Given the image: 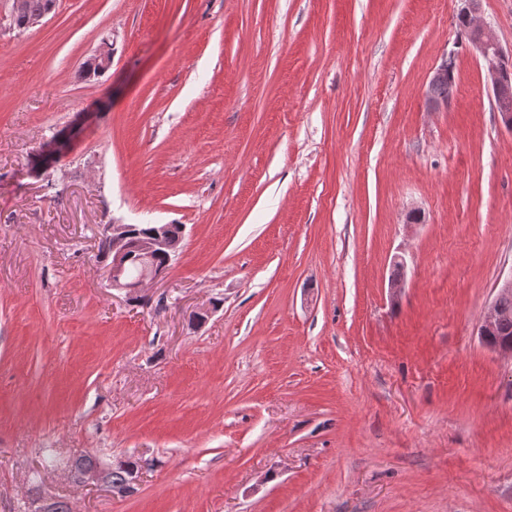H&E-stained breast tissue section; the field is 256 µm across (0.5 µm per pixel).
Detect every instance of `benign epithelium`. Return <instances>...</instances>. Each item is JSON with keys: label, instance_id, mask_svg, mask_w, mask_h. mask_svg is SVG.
<instances>
[{"label": "benign epithelium", "instance_id": "benign-epithelium-1", "mask_svg": "<svg viewBox=\"0 0 512 512\" xmlns=\"http://www.w3.org/2000/svg\"><path fill=\"white\" fill-rule=\"evenodd\" d=\"M461 12L469 21V45L479 54L485 69L486 82L491 90L495 111L503 119V125L512 129V78L505 72L503 65L512 62V51H506L501 45L494 30L483 20L481 0H462ZM92 60L104 70L112 67V44L102 40ZM173 225L155 224L151 234L138 243L139 259L144 266V276L139 281H129L123 277L125 264L129 260V230L130 225L112 223L104 226V240L109 249L107 256L111 262L107 267L108 279L112 287L122 291L132 299L141 294L145 286L163 277L166 267L159 269L152 265L154 256L163 251L171 236ZM110 464L101 462L96 467L82 472L78 483L81 485L96 484L105 486L112 491L114 497L131 495V489L139 486L140 476H135L130 482V488L119 490L112 487L108 479Z\"/></svg>", "mask_w": 512, "mask_h": 512}]
</instances>
